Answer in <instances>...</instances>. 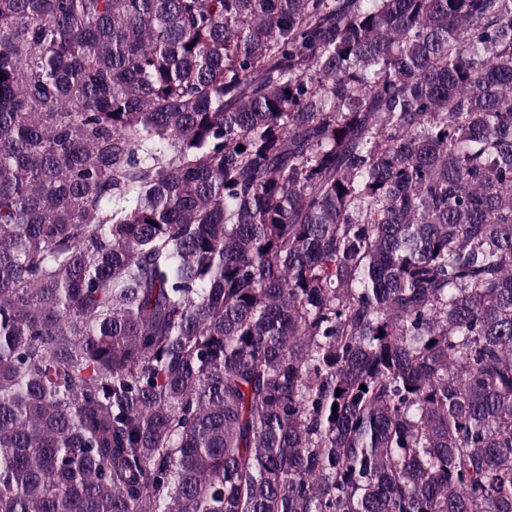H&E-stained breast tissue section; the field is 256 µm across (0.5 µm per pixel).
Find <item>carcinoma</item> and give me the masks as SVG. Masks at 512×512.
Listing matches in <instances>:
<instances>
[{
    "mask_svg": "<svg viewBox=\"0 0 512 512\" xmlns=\"http://www.w3.org/2000/svg\"><path fill=\"white\" fill-rule=\"evenodd\" d=\"M0 512H512V0H0Z\"/></svg>",
    "mask_w": 512,
    "mask_h": 512,
    "instance_id": "carcinoma-1",
    "label": "carcinoma"
}]
</instances>
